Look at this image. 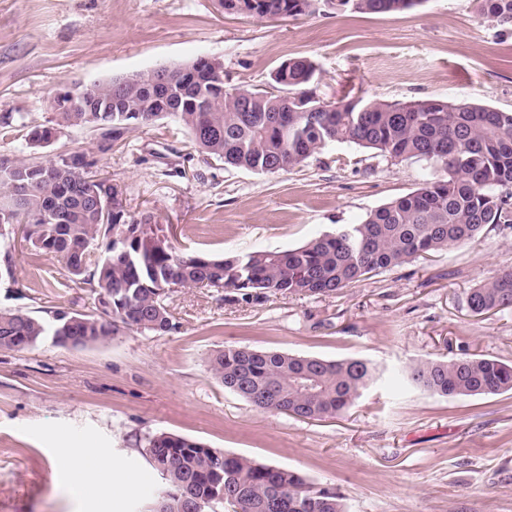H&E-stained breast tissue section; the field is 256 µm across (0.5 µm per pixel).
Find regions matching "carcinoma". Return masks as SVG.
Returning a JSON list of instances; mask_svg holds the SVG:
<instances>
[{
  "instance_id": "obj_1",
  "label": "carcinoma",
  "mask_w": 512,
  "mask_h": 512,
  "mask_svg": "<svg viewBox=\"0 0 512 512\" xmlns=\"http://www.w3.org/2000/svg\"><path fill=\"white\" fill-rule=\"evenodd\" d=\"M260 19L296 18L316 0H218ZM480 20L512 26V0H473ZM422 0H341L338 11L386 14ZM315 66L306 57L283 62L264 88H226L207 57L170 69L168 84L151 72L133 84L101 80L68 110L71 90L51 101L53 125L35 127L28 141L47 144L59 127L99 135L101 153L126 133L169 119L183 127L204 156L258 173L304 166L336 145H354L394 162L423 161L440 171L421 187L292 250H257L216 257L181 253L168 227L147 215L132 218L112 179L97 161L72 151L47 161L0 155V237L11 268L14 240L57 259L69 281L99 297L93 314L57 311L47 321L22 311H0V348L25 350L46 336L65 347L107 343L125 330L163 334L173 328L165 305L174 287L331 295L365 276L474 241L487 226L512 227V111L426 98L386 102L345 97L323 105L308 89ZM249 103L246 112L240 99ZM342 109H336V104ZM104 244L90 258V247ZM478 314L512 307V269L470 290ZM212 376L260 412L321 420L346 412L375 381L377 369L359 359L328 360L248 347H228L208 360ZM411 384L445 397L512 392V364L486 357L425 359L409 365ZM145 455L163 480V512H345L341 495L296 471L228 454L168 432L147 439Z\"/></svg>"
}]
</instances>
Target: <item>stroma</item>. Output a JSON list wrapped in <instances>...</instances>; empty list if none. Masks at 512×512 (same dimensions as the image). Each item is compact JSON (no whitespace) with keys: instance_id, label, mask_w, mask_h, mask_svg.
Instances as JSON below:
<instances>
[{"instance_id":"stroma-1","label":"stroma","mask_w":512,"mask_h":512,"mask_svg":"<svg viewBox=\"0 0 512 512\" xmlns=\"http://www.w3.org/2000/svg\"><path fill=\"white\" fill-rule=\"evenodd\" d=\"M200 56L223 62L231 86H266L282 62L303 56L325 100L434 98L512 110V30L482 22L472 0H422L394 14L323 5L295 19L231 15L215 0H0V116L12 118L0 153L43 161L81 149L118 185L129 215L170 225L179 251L216 255L300 247L428 177L422 164L349 145L258 174L204 158L165 120L104 154L97 133L80 127L48 146L29 144L28 131L52 119L61 86ZM508 268L512 228L491 226L474 243L330 296L255 300L176 288L167 333L0 349V512H144L161 480L143 450L160 431L295 470L336 488L346 512H512V393L450 398L400 390L389 378L427 358L512 363V308L478 315L468 306L477 282ZM64 280L56 259L17 249L11 269H0V311L97 312L90 289ZM227 347L363 359L385 374L337 418L262 413L209 373V356ZM101 448L116 482L131 488L76 504L61 461Z\"/></svg>"}]
</instances>
